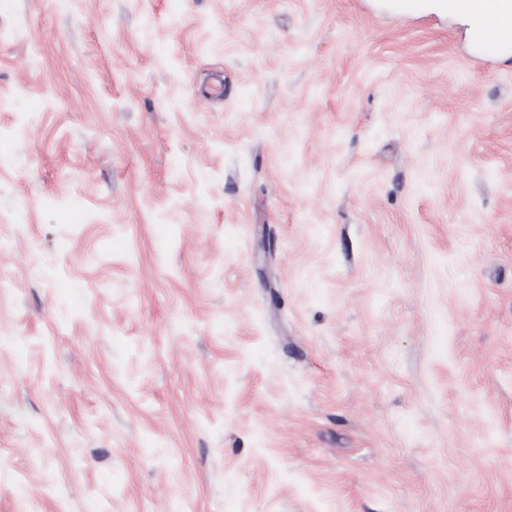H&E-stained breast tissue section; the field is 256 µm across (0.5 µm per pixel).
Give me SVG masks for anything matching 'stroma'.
<instances>
[{
    "label": "stroma",
    "instance_id": "stroma-1",
    "mask_svg": "<svg viewBox=\"0 0 512 512\" xmlns=\"http://www.w3.org/2000/svg\"><path fill=\"white\" fill-rule=\"evenodd\" d=\"M472 30L0 0V512H512V44Z\"/></svg>",
    "mask_w": 512,
    "mask_h": 512
}]
</instances>
